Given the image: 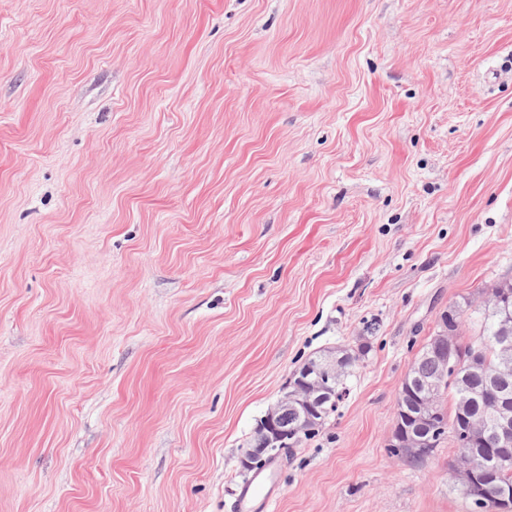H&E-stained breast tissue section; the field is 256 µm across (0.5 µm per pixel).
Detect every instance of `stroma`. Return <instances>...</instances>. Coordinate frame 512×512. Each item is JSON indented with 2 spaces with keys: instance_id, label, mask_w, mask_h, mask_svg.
I'll list each match as a JSON object with an SVG mask.
<instances>
[{
  "instance_id": "stroma-1",
  "label": "stroma",
  "mask_w": 512,
  "mask_h": 512,
  "mask_svg": "<svg viewBox=\"0 0 512 512\" xmlns=\"http://www.w3.org/2000/svg\"><path fill=\"white\" fill-rule=\"evenodd\" d=\"M510 278L512 0H0V512H236L359 347L255 512H476L394 404ZM347 354L350 358L336 369V400L334 399L332 402H327L323 406V416L319 418L321 421L314 424L300 417L297 423H292L291 420L288 419V426H293L294 428V431L290 433H288V429L286 428L287 424H284V419L288 418V412H294L297 415L303 413L304 417L307 418L310 413L318 412L322 405L329 400L335 392L331 385L332 377L330 374H320L314 380H309L308 377H306L308 370H305L302 376L296 378L293 385L292 378L290 379L289 388L293 386V390L285 393V395L279 399L277 402L278 407L272 410L268 420L266 419L267 414L258 423L249 446V448L255 449L249 450V456L258 451H265L271 448L263 434L264 426L266 435L271 443L283 442L288 438V444L284 446V448L288 449L296 447L303 440H307L312 436L314 437L319 433L326 419L336 412L337 403L343 391L346 389V379L349 375V368L357 358L350 352Z\"/></svg>"
}]
</instances>
